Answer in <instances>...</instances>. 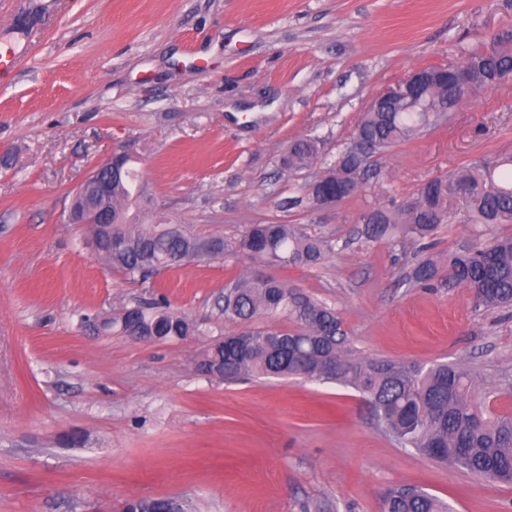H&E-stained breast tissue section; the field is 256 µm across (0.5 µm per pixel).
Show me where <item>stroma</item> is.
<instances>
[{
	"instance_id": "1",
	"label": "stroma",
	"mask_w": 512,
	"mask_h": 512,
	"mask_svg": "<svg viewBox=\"0 0 512 512\" xmlns=\"http://www.w3.org/2000/svg\"><path fill=\"white\" fill-rule=\"evenodd\" d=\"M30 3L41 44L0 82V512H121L137 497L188 512H381L396 485L452 512H512V486L402 446L352 387L195 368L213 340L244 330L218 310L225 285L262 275L333 308L353 356L461 365L512 414V309L476 308L446 274L449 254L512 236V224H468L453 193L428 239L370 242L360 223L372 208L406 209L430 180L512 156V80L370 158L365 191L330 207L305 191L353 145L374 97L512 37V0ZM300 138L318 141L319 159L292 173L280 159ZM115 151L152 198L143 222L221 237L223 257L146 285L102 262L69 214ZM271 223L332 249L305 268L236 252L247 225ZM428 259L441 274L424 286L410 272ZM158 296L200 334L143 343L88 324ZM162 502L173 512L187 510L183 502L174 498H140L127 501L123 512H151V509Z\"/></svg>"
}]
</instances>
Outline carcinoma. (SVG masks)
Returning <instances> with one entry per match:
<instances>
[{"label":"carcinoma","instance_id":"carcinoma-1","mask_svg":"<svg viewBox=\"0 0 512 512\" xmlns=\"http://www.w3.org/2000/svg\"><path fill=\"white\" fill-rule=\"evenodd\" d=\"M469 76L472 91L494 86L512 77V48L495 41L476 50L460 64L445 67ZM453 108V97L442 87L429 90L425 109L382 112L367 109L354 135L390 147L418 137L432 125L431 110ZM317 144L310 138L295 140L281 157L282 168L307 169L316 163ZM512 158L487 164L479 173L459 176L480 198L472 223L491 228L512 224ZM350 182L353 192L364 189L363 175L347 162H337L320 174L326 191ZM151 202L138 184L135 170L112 178V233L114 243L99 253L111 267L132 279L147 282L162 270L186 262L204 261L198 244L207 237L182 225L173 235L161 224H141L129 215L134 205ZM448 205V182L434 180L420 190L416 209L393 214L379 208L362 217L363 235L371 242L400 236H430L444 221ZM236 250L268 264L308 267L319 264L329 241L299 233L286 224H250L236 242ZM452 280L465 288L477 307L512 305V236L496 238L490 245L460 253L448 260ZM434 262L416 265L412 278L418 283L433 280ZM235 292L223 296L219 310L242 323L259 317L283 316L302 328L300 332L254 329L224 337V347L208 346L199 358L221 367L224 380L246 377H295L310 381H336L365 397L384 431L400 444L436 462L453 465L477 477L486 472L496 482L512 485V414H500L487 405L475 376L448 363L425 367L392 360L350 359L344 348L336 311L288 287L275 278L240 276ZM128 324L136 329L173 340L193 325L159 302L129 309ZM163 503L171 512H184L186 505L174 498H140L125 503L124 512H151ZM382 512H449L448 504L417 487H390L382 496Z\"/></svg>","mask_w":512,"mask_h":512}]
</instances>
